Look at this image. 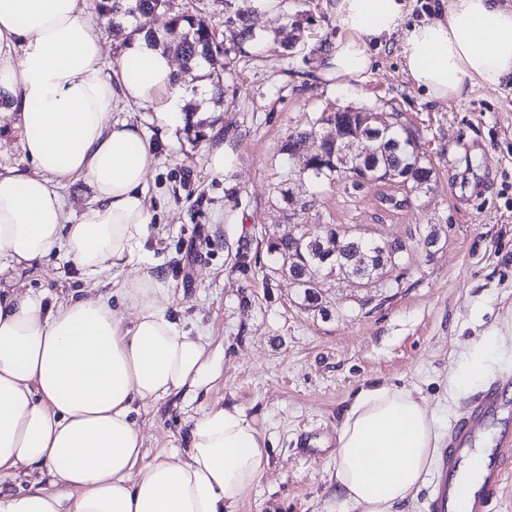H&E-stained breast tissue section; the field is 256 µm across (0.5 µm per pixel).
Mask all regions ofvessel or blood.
<instances>
[{
  "mask_svg": "<svg viewBox=\"0 0 512 512\" xmlns=\"http://www.w3.org/2000/svg\"><path fill=\"white\" fill-rule=\"evenodd\" d=\"M512 477V378L481 394L438 457L430 512H491Z\"/></svg>",
  "mask_w": 512,
  "mask_h": 512,
  "instance_id": "vessel-or-blood-1",
  "label": "vessel or blood"
}]
</instances>
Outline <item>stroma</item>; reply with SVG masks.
I'll return each instance as SVG.
<instances>
[{
    "mask_svg": "<svg viewBox=\"0 0 512 512\" xmlns=\"http://www.w3.org/2000/svg\"><path fill=\"white\" fill-rule=\"evenodd\" d=\"M177 16L204 18L215 32L227 64L223 96L205 75L185 71L193 121L167 142L158 139L155 105L121 101L110 118L140 125L156 144L145 186L154 231L143 254L179 326L223 349L224 375L194 400L179 393L138 407L140 464L184 455L200 409L236 405L272 449L232 512H328L337 432L362 388L415 390L446 435L474 397L512 376V80L432 101L403 71L392 39L366 82L338 87L320 73V45L337 33L333 0H279L273 13L255 0H168L149 20L159 46L175 41ZM234 26L248 28L249 40H234ZM339 109L396 113L434 171L430 189L396 209L383 198H403L397 186L300 177L313 146L287 152L290 136ZM24 134L13 115H0L1 172L25 166ZM220 144L238 159L223 175L209 166ZM331 224L407 250L400 265L362 284L315 272L310 302L278 248ZM0 286L46 290L50 307L98 293L61 255L1 272ZM475 357L479 376L450 388V375ZM307 433L325 455L300 454Z\"/></svg>",
    "mask_w": 512,
    "mask_h": 512,
    "instance_id": "stroma-1",
    "label": "stroma"
}]
</instances>
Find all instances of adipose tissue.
<instances>
[{"label":"adipose tissue","mask_w":512,"mask_h":512,"mask_svg":"<svg viewBox=\"0 0 512 512\" xmlns=\"http://www.w3.org/2000/svg\"><path fill=\"white\" fill-rule=\"evenodd\" d=\"M334 11L326 77L366 81L376 50L399 31L403 68L429 99L512 78V7L502 0H451L443 17L413 24L404 0H336ZM103 56L82 0H0V91L23 123L33 165L0 171V269L62 253L86 279L112 275L111 294L53 309L41 290L0 293V477L30 466L51 477L0 493V512H230L270 455L239 407L195 418L185 456L137 466L136 404L198 392L222 365L209 337L183 331L159 300L163 286L141 255L154 153L137 126L108 119L118 100L155 101L159 136L173 139L186 120L183 82L143 37L112 73ZM63 177L92 188L80 216L67 215L52 185ZM134 262L138 275L125 276ZM115 298L133 320L113 309ZM439 442L436 418L410 390H360L339 429L331 512H401Z\"/></svg>","instance_id":"obj_1"}]
</instances>
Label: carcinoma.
<instances>
[{
    "mask_svg": "<svg viewBox=\"0 0 512 512\" xmlns=\"http://www.w3.org/2000/svg\"><path fill=\"white\" fill-rule=\"evenodd\" d=\"M134 5L122 8L119 0H96L98 13L114 18L123 12L136 19L135 33H145L152 37L148 27L150 17L163 7L164 0H133ZM182 57L186 67L198 61L208 63L220 77L224 63L218 59L219 47L215 34L205 20H187V31L168 46ZM360 112L340 110L323 116L316 123L326 126V131L311 130L315 135L314 153L307 160L309 177L314 180L349 182L358 187L363 180H378L401 187L406 198L397 200L399 208L408 202L407 196L415 195L424 188H430L433 169L422 164L415 138L395 121L386 124L387 136L384 149L375 154L344 160L336 153V139L344 134L352 124L359 123ZM294 250L282 255L283 265L299 284L314 288L312 271L328 268L345 279L361 282L373 278L375 272L387 264H397L403 258L405 246L399 242L374 241L357 237L348 231L328 228L326 234L304 231L298 237L284 243Z\"/></svg>",
    "mask_w": 512,
    "mask_h": 512,
    "instance_id": "1",
    "label": "carcinoma"
}]
</instances>
